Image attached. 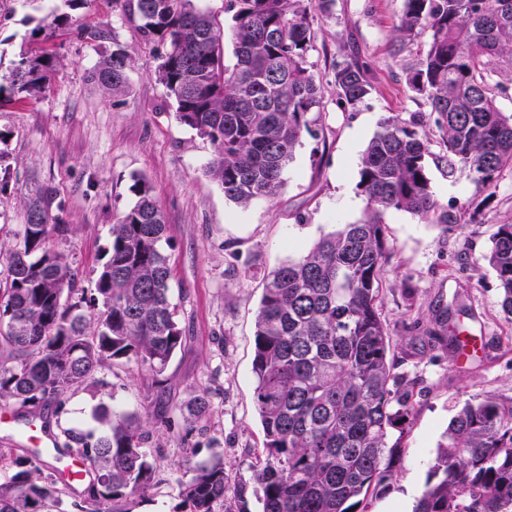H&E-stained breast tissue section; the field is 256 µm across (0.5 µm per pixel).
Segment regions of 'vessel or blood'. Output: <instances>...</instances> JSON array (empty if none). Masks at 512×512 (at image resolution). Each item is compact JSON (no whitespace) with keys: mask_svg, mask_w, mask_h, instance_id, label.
<instances>
[{"mask_svg":"<svg viewBox=\"0 0 512 512\" xmlns=\"http://www.w3.org/2000/svg\"><path fill=\"white\" fill-rule=\"evenodd\" d=\"M0 429L16 431L26 438L30 452L38 458L53 460V473L59 482L73 487L83 479L85 471L79 456L63 453L56 436L47 428H33L31 423L19 420L14 409L1 407Z\"/></svg>","mask_w":512,"mask_h":512,"instance_id":"b4317fda","label":"vessel or blood"}]
</instances>
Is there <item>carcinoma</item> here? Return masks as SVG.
<instances>
[{
  "label": "carcinoma",
  "instance_id": "cac0c4a2",
  "mask_svg": "<svg viewBox=\"0 0 512 512\" xmlns=\"http://www.w3.org/2000/svg\"><path fill=\"white\" fill-rule=\"evenodd\" d=\"M142 41L160 48L158 79L176 118L214 149L208 172L225 198L246 207L277 196L322 88L306 54L312 29L305 0H228L236 64H223L224 33L195 0H120ZM396 38L428 36L425 57L406 84L428 110L392 115L369 140L358 187L367 216L342 224L272 269L255 318L253 402L264 441L256 482L262 512H360L371 487L390 474L408 424L415 382L397 373L379 313L380 272L390 257L384 213L437 217L428 176L434 124L448 175L466 172L489 198L512 167V115L496 105L492 66L512 71V0H404ZM130 56L121 46L98 61L92 78L105 90L128 87ZM55 66L48 53L25 55L0 82L41 92ZM338 103L355 107L371 93L357 62L336 64ZM112 225L94 287L81 285L60 246L71 225L46 220L55 194L26 207L0 279V401L34 413L64 410L71 394L118 362L160 375L181 348L183 330L169 298L171 271L161 248L165 215L148 181ZM512 317V224H500L487 256ZM103 434L63 431L64 447L92 467L78 512H127L122 503L154 478L144 450L151 431L133 415L97 411ZM0 483V512H65L64 491L45 461L29 455ZM233 495L247 512V485L229 484L224 460L198 463L179 482L190 512H217ZM414 512H512V398L469 399L456 411Z\"/></svg>",
  "mask_w": 512,
  "mask_h": 512
}]
</instances>
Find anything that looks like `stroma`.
I'll return each mask as SVG.
<instances>
[{"instance_id": "35a3bbf8", "label": "stroma", "mask_w": 512, "mask_h": 512, "mask_svg": "<svg viewBox=\"0 0 512 512\" xmlns=\"http://www.w3.org/2000/svg\"><path fill=\"white\" fill-rule=\"evenodd\" d=\"M403 0H335L331 12L313 10L307 64L324 88L312 132L303 136L284 190L242 208L228 201L207 170L209 142L176 118V105L155 74L157 50L141 41L114 0H0V74L21 56L48 52L55 67L40 96L0 93V247L10 248L25 221L27 202L47 187L60 204L50 218L72 228L66 252L82 284L95 269L121 215L134 204L135 179L145 178L167 221L162 249L172 278L169 296L186 342L155 386L135 364L102 371L96 384L71 395L64 411L37 412L54 434L67 429L102 433L100 405L135 415L156 428L146 444L155 467L153 485L128 500L131 512H186L178 495L188 463L221 456L230 484L255 488L254 464L263 430L253 405L255 316L265 274L311 246L338 224L366 212L357 187L360 158L380 122L392 114L424 111L406 84L407 68L425 49V38L391 39ZM72 21L52 26L53 14ZM106 31L92 41L81 28ZM120 43L132 57L125 92H104L91 78L99 59ZM367 68L371 94L356 107L338 104L337 63ZM427 160L440 210L467 213V224L422 221L403 212L384 214L391 258L381 272L380 313L398 370L416 381L411 424L395 451L394 468L370 489L365 512H412L422 494L437 443L465 400L512 397V320L500 307V290L486 256L499 225L512 223V169L495 193L480 200L465 176L449 177L435 126ZM463 317L486 348L460 366L448 351V322ZM208 395L212 408L188 418V405ZM173 420L174 431L161 424ZM189 433L190 445L179 441Z\"/></svg>"}]
</instances>
